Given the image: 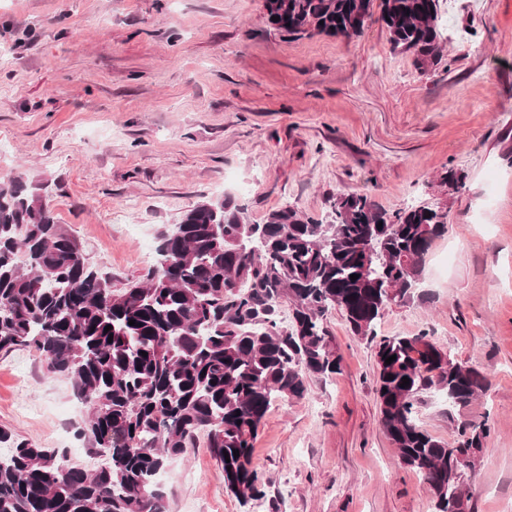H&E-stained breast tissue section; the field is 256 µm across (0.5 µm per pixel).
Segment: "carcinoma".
I'll return each instance as SVG.
<instances>
[{
	"label": "carcinoma",
	"mask_w": 512,
	"mask_h": 512,
	"mask_svg": "<svg viewBox=\"0 0 512 512\" xmlns=\"http://www.w3.org/2000/svg\"><path fill=\"white\" fill-rule=\"evenodd\" d=\"M268 2L267 16L280 17L271 25L293 40L358 36L373 7ZM438 12L439 0H381L392 49L412 53L422 72L441 61ZM41 190L21 176L0 184V352L32 349L47 373L71 383L89 410L75 435L107 462L88 472L0 430L9 445L0 454V512H92L100 503L105 512H163L160 477L201 432L225 491L243 503L261 497L253 448L271 403L302 400L310 380L341 369L324 325L329 311H340L353 335L376 338L378 319L418 287L446 231L437 205L389 212L357 193L337 195L322 221L288 206L252 224L226 195L187 210L161 236L157 266L114 288ZM375 357L383 434L424 478L435 512H454L462 488L453 450L483 447L491 426L464 421L450 444L419 425L415 402L434 388L466 406L487 390L486 376L426 332L383 336Z\"/></svg>",
	"instance_id": "cac0c4a2"
}]
</instances>
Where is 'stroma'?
I'll list each match as a JSON object with an SVG mask.
<instances>
[{
	"label": "stroma",
	"mask_w": 512,
	"mask_h": 512,
	"mask_svg": "<svg viewBox=\"0 0 512 512\" xmlns=\"http://www.w3.org/2000/svg\"><path fill=\"white\" fill-rule=\"evenodd\" d=\"M443 58L420 71L373 7L362 35L290 40L264 0H0V182L43 183L58 223L112 285L141 279L161 233L230 195L251 223L293 206L321 220L340 193L388 211L441 206L447 230L378 336L429 332L489 380L451 407L420 393V425L491 435L461 482L472 512H512V0H440ZM465 176L459 191L440 178ZM339 373L277 401L254 443L261 499L240 504L206 437L163 475L166 512H435L383 434L375 345L331 311ZM30 349L0 352V429L71 463L88 415Z\"/></svg>",
	"instance_id": "1"
}]
</instances>
